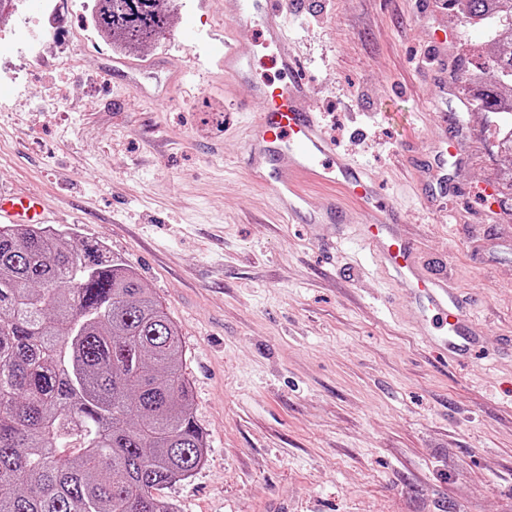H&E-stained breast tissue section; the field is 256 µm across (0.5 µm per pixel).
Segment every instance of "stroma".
I'll return each mask as SVG.
<instances>
[{
	"label": "stroma",
	"mask_w": 512,
	"mask_h": 512,
	"mask_svg": "<svg viewBox=\"0 0 512 512\" xmlns=\"http://www.w3.org/2000/svg\"><path fill=\"white\" fill-rule=\"evenodd\" d=\"M48 3L0 22L17 74L0 86V194L46 197L52 228L102 241L179 326L207 454L163 499L176 512H512V193L496 190L493 117L466 91L491 65L483 29L448 0H301L288 26L328 135L380 177L421 260L470 304L482 349L453 364L362 251L354 207L327 238L249 179V89L224 96L215 0H182L140 57L166 69L133 85L113 79L90 0H70L54 30ZM21 30L44 50L18 45ZM174 72L183 82L157 106Z\"/></svg>",
	"instance_id": "1"
}]
</instances>
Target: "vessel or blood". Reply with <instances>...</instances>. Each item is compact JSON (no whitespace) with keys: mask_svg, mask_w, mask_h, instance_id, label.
Masks as SVG:
<instances>
[{"mask_svg":"<svg viewBox=\"0 0 512 512\" xmlns=\"http://www.w3.org/2000/svg\"><path fill=\"white\" fill-rule=\"evenodd\" d=\"M224 14V87L246 84L257 105L245 137L248 177L272 197L290 223L334 230L344 210L334 196L311 206L305 184L339 189L353 199L360 215L355 226L359 243L395 277L421 322L430 324L428 345L449 357L467 356L479 343V329L467 302L447 277L430 272L416 257L407 235V218L384 195L376 178L339 153L327 137L322 115L311 99L309 82L288 36L286 20L296 0H218ZM258 39L278 66L280 81L255 80L253 60L240 46ZM45 202L35 196L0 194L1 224H42Z\"/></svg>","mask_w":512,"mask_h":512,"instance_id":"obj_1","label":"vessel or blood"}]
</instances>
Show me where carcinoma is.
<instances>
[{"instance_id": "cac0c4a2", "label": "carcinoma", "mask_w": 512, "mask_h": 512, "mask_svg": "<svg viewBox=\"0 0 512 512\" xmlns=\"http://www.w3.org/2000/svg\"><path fill=\"white\" fill-rule=\"evenodd\" d=\"M97 0L96 26L139 49L169 27L160 0ZM489 31L478 108L498 118L512 188V0H465ZM177 325L99 241L0 226V512H176L159 496L204 463Z\"/></svg>"}]
</instances>
